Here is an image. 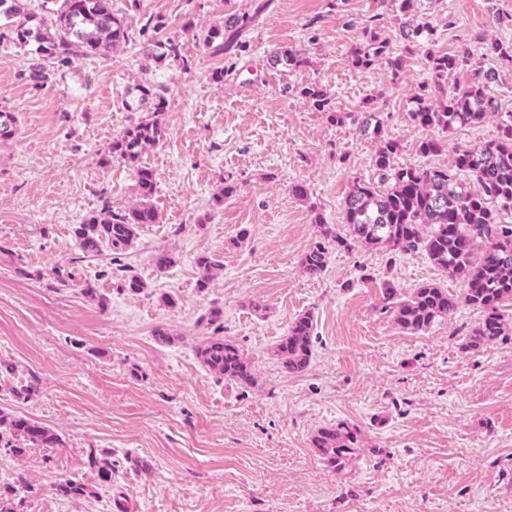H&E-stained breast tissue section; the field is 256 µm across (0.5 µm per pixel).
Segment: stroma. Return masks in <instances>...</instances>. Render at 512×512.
<instances>
[{"mask_svg": "<svg viewBox=\"0 0 512 512\" xmlns=\"http://www.w3.org/2000/svg\"><path fill=\"white\" fill-rule=\"evenodd\" d=\"M256 0H112L131 28L165 18L192 62L183 71L145 57L129 41L110 59H79L32 88L21 71L30 49L0 41V110L16 135L0 141V411L49 427L59 448L17 454L0 447V483L37 485L26 512H512V335L470 347L482 312L459 303L450 318L413 334L381 311L380 285L402 293L438 283L454 295L462 280L421 251L329 244L324 272L300 265L320 240L315 217L342 225L354 178H370L379 137L400 143L401 166H443L457 146L496 138L512 116V68L478 54L479 43L512 44V0H417L432 41L403 39L394 0H270L243 38L237 74L203 39ZM377 20L401 75L383 63L361 72L350 53ZM475 50L449 86L477 69L498 73L496 112L478 126L422 129L412 96L427 77V50ZM300 53L295 66L272 61ZM166 90L163 141L141 165L155 174L159 221L115 256H83L72 229L91 213L123 210L139 198L132 166L108 154L144 112L137 88ZM323 88L331 111L302 98ZM375 113L379 134L360 130ZM439 140L441 152L417 144ZM234 196L216 204L223 181ZM306 197L292 194L294 184ZM171 253L157 272L153 259ZM223 267L205 291L195 259ZM146 283L132 294L126 274ZM94 284L107 310L81 293ZM170 295L174 306L161 298ZM224 312L214 329L209 309ZM313 317V351L300 374L274 354L301 314ZM172 342H158L156 328ZM237 344L254 380L238 385L210 372L196 348L213 333ZM31 386L19 397L18 387ZM339 424L357 429L345 476L321 460L312 440ZM112 463L101 481L90 458ZM85 484L60 496L59 479Z\"/></svg>", "mask_w": 512, "mask_h": 512, "instance_id": "obj_1", "label": "stroma"}]
</instances>
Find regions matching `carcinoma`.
I'll return each mask as SVG.
<instances>
[{"label":"carcinoma","mask_w":512,"mask_h":512,"mask_svg":"<svg viewBox=\"0 0 512 512\" xmlns=\"http://www.w3.org/2000/svg\"><path fill=\"white\" fill-rule=\"evenodd\" d=\"M399 11L407 17L402 26L407 38L430 37V28L414 22L415 0H399ZM253 17H233L228 24L213 27L204 42L216 54L224 55V67L214 71L211 79L224 83L236 69L237 56L247 44L240 35ZM164 19L152 14L144 17L138 30L143 48L156 59H169L187 71L192 62L182 53L174 36H163ZM369 48L355 49L351 63L360 71L384 62L394 73L403 71L405 59L393 56L388 42L381 39L376 20L363 30ZM35 45L33 56L23 71V78L34 89L46 86L51 76L72 67L86 57L108 58L130 40L126 22L114 10L112 0H42L40 12L26 8L25 0H0V41ZM483 55L512 64V45L492 42L483 45ZM467 49L457 54L428 52L430 77L418 86L414 95L416 107L410 117L420 128L440 127L448 130L456 125L475 126L487 114L496 111L491 84L492 71L477 70L469 85L448 91V76L468 61ZM141 102L157 114L165 106L162 90L155 86L140 87ZM301 95L321 112L331 111V101L316 86L301 89ZM17 132L12 113L0 110V140H8ZM163 138L157 119H144L126 127L112 142L109 150L127 163H137ZM399 143L382 138L373 155V176L353 181L343 205V222L348 237L317 221L320 232L347 246L352 243L379 246L387 251L408 254L421 250L444 272L462 280L464 301L482 310L483 317L471 332V344L496 343L506 335L501 314L504 303H512V221L502 214L512 212V119L502 123L499 137L458 148L447 166H397L394 156ZM464 171L472 178V186L461 183L456 172ZM137 186L142 201L122 213L109 211L105 217L91 216L74 225L73 235L80 251L88 256L102 254L104 245L116 254L133 243L137 227L155 224L158 213L148 202L155 189L154 172L136 168ZM205 275L197 284L208 287L211 272L221 267L220 261L208 254L196 258ZM326 265V247L319 242L301 258L303 270L318 277ZM383 306L393 321L410 333H421L452 315L458 297L437 283L424 284L405 296L386 280L381 286ZM311 314H303L290 326L288 336L274 349L282 368L290 374L304 372L312 354ZM197 355L210 372L235 383H249L253 376L243 354L235 343L222 336H210L197 347ZM21 454L28 448H57L62 445L52 429L30 419L9 417L0 412V442ZM357 433L347 425L320 430L313 439L326 465L344 474L357 448ZM62 496L77 498L85 486L74 479L56 483ZM0 512H24V503L16 500L14 487L0 485Z\"/></svg>","instance_id":"obj_1"}]
</instances>
